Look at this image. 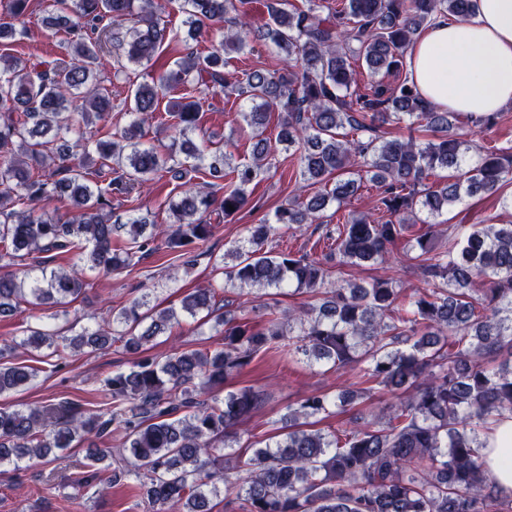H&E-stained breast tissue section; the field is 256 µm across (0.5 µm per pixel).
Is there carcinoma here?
Here are the masks:
<instances>
[{"label": "carcinoma", "instance_id": "cac0c4a2", "mask_svg": "<svg viewBox=\"0 0 512 512\" xmlns=\"http://www.w3.org/2000/svg\"><path fill=\"white\" fill-rule=\"evenodd\" d=\"M306 2L301 9L291 0H267L271 24L253 29L251 0H178L189 34L214 32L218 45L131 88L133 119L108 140L86 138L73 121L77 114L92 125L112 111V91L101 85L95 61L109 49L112 27L127 22V62L149 63L167 40L163 14L171 0H53L44 24L65 30L72 51L36 62L13 56L0 66V266L8 268L0 274L1 317L23 302L36 308L75 301L86 292L87 274L129 267L158 235L170 249L206 241L214 229L208 214L228 218L245 209L249 185L275 166L276 147L265 137L274 109L282 124L277 142L298 147L306 200L279 208L272 224L252 225L225 255L231 264L219 269L233 288L293 285L317 299L280 312L267 305L270 318L257 327L239 319L230 303L216 306L215 289L197 288L178 310L156 311L144 294L95 329L69 336L29 331L0 350V396L40 376L38 367L3 362L20 349L44 348L58 361L67 349L116 341L138 352L201 313L224 327V347L140 357L105 379V407L96 413L68 399L1 408L0 464L44 458L53 448L120 430L128 454L114 466L112 452L96 449L89 455L92 473L77 488L91 484L100 464L112 469L114 483L141 479L156 512H211L207 497L221 492L238 512H512V496L498 490L480 453L491 426L512 414V224H473L461 243L451 228L432 223L405 238L418 213L438 216L464 195L497 191L512 174V153L487 149L466 163L463 141L450 134L458 114L426 102L406 78L407 49L420 33L438 17L468 19L474 0H338L334 8ZM28 7L29 0H9L0 14V41L16 36ZM249 38L274 48L282 66L241 74L227 69L226 55L243 50ZM354 61L364 62L372 78L365 89ZM380 74L396 84L376 79ZM185 85L218 87L250 103L237 116L254 140L251 160L231 165L226 154L192 140L202 119L197 100L178 101L159 116L160 94ZM392 116L433 138H363ZM154 120L172 131L163 153L142 142L144 126ZM92 153L100 159L94 171L87 163ZM358 163L381 185L383 212L397 221L348 214L338 226L336 254L349 273L327 288L323 263L265 244L291 224L321 223L329 204L357 195ZM164 170L205 178L186 182L169 200L172 224L112 222V197H130ZM439 170L459 175L428 184ZM221 181L219 197L213 188ZM64 196L71 203L65 217L46 209ZM445 234L448 250L438 251L435 239ZM402 238L406 253L423 260L428 287L404 295L391 278L360 282L357 273L384 262ZM64 253L73 254L69 268L49 267ZM270 350L310 365L351 366L359 378L407 396L379 421L325 432L313 428L316 419L371 398L372 388L311 394L288 406L281 439L249 454L231 453L233 429L261 397L250 387L222 399L217 392Z\"/></svg>", "mask_w": 512, "mask_h": 512}]
</instances>
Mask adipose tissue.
I'll list each match as a JSON object with an SVG mask.
<instances>
[{"instance_id": "1", "label": "adipose tissue", "mask_w": 512, "mask_h": 512, "mask_svg": "<svg viewBox=\"0 0 512 512\" xmlns=\"http://www.w3.org/2000/svg\"><path fill=\"white\" fill-rule=\"evenodd\" d=\"M410 79L442 110L478 115L512 107V0H477L464 21L444 17L409 46ZM481 453L498 488L512 493V418L497 422Z\"/></svg>"}]
</instances>
